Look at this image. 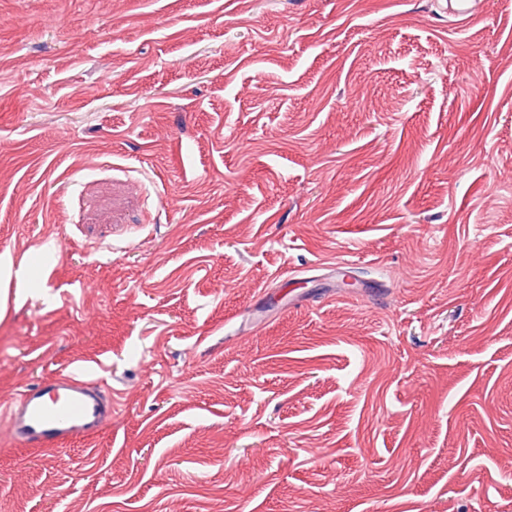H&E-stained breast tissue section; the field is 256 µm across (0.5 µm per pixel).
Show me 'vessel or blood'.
I'll return each instance as SVG.
<instances>
[{"instance_id": "b4317fda", "label": "vessel or blood", "mask_w": 512, "mask_h": 512, "mask_svg": "<svg viewBox=\"0 0 512 512\" xmlns=\"http://www.w3.org/2000/svg\"><path fill=\"white\" fill-rule=\"evenodd\" d=\"M112 414V396L99 382L70 374L25 388L6 410L9 431L27 447L56 450L100 431Z\"/></svg>"}]
</instances>
